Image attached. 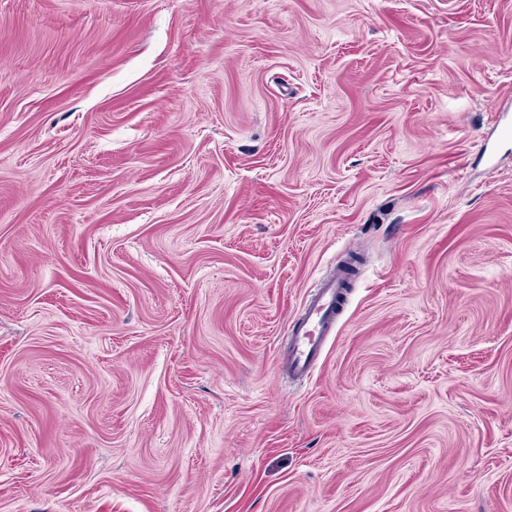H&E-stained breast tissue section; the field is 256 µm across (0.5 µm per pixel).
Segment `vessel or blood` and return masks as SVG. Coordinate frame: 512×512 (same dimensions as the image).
<instances>
[{"instance_id": "b4317fda", "label": "vessel or blood", "mask_w": 512, "mask_h": 512, "mask_svg": "<svg viewBox=\"0 0 512 512\" xmlns=\"http://www.w3.org/2000/svg\"><path fill=\"white\" fill-rule=\"evenodd\" d=\"M345 288L344 275L332 274L306 299L289 331L288 343L280 352V360L292 377L304 378L313 371L334 331Z\"/></svg>"}]
</instances>
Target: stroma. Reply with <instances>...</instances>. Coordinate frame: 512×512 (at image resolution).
<instances>
[{"mask_svg":"<svg viewBox=\"0 0 512 512\" xmlns=\"http://www.w3.org/2000/svg\"><path fill=\"white\" fill-rule=\"evenodd\" d=\"M501 121L512 0H0V512H512ZM346 287L344 275L336 271L322 280L316 292L306 299L289 331L287 345L280 350L283 367L292 377L305 378L313 371L333 334Z\"/></svg>","mask_w":512,"mask_h":512,"instance_id":"obj_1","label":"stroma"}]
</instances>
